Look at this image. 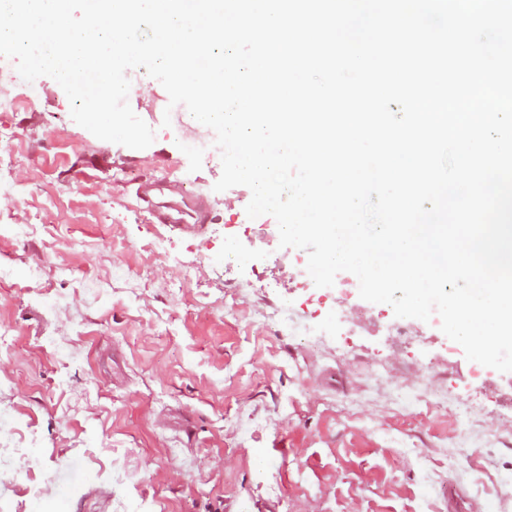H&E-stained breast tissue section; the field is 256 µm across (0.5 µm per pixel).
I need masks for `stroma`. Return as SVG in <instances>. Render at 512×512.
I'll return each mask as SVG.
<instances>
[{
    "label": "stroma",
    "mask_w": 512,
    "mask_h": 512,
    "mask_svg": "<svg viewBox=\"0 0 512 512\" xmlns=\"http://www.w3.org/2000/svg\"><path fill=\"white\" fill-rule=\"evenodd\" d=\"M127 102L155 132L133 149L71 117L51 77L8 85L0 112V442L27 448L0 476V512H512V375L473 390L450 378L440 340L391 354L385 329L351 357L307 351L256 310L299 305L300 279L275 219L249 218L242 187L218 192L212 129L145 69ZM212 144L208 161L189 141ZM194 183L210 211L198 233L155 223L142 187ZM263 227L252 264L225 269V239ZM260 286L228 308L236 282ZM434 380L478 409L477 441L449 451L458 405L393 400L363 377L380 361ZM276 460L261 473L263 458ZM41 485L44 498L31 497Z\"/></svg>",
    "instance_id": "obj_1"
}]
</instances>
